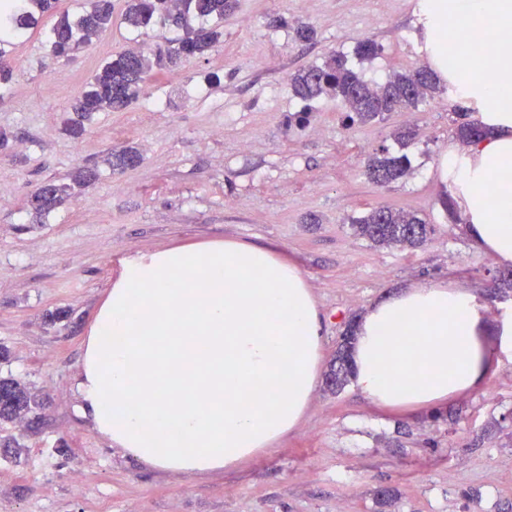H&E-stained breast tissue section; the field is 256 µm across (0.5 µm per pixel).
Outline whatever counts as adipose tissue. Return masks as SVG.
I'll use <instances>...</instances> for the list:
<instances>
[{
  "instance_id": "obj_1",
  "label": "adipose tissue",
  "mask_w": 512,
  "mask_h": 512,
  "mask_svg": "<svg viewBox=\"0 0 512 512\" xmlns=\"http://www.w3.org/2000/svg\"><path fill=\"white\" fill-rule=\"evenodd\" d=\"M483 28L481 51L448 24ZM423 49L445 81L489 103L486 134L440 168L464 230L512 266V0H423ZM322 321L301 270L265 246L214 240L124 259L84 341L79 410L112 447L169 473L234 468L302 420L318 385ZM512 350L463 284L425 282L372 306L352 350L372 405L434 410L482 388Z\"/></svg>"
}]
</instances>
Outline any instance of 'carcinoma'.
<instances>
[{"instance_id": "obj_1", "label": "carcinoma", "mask_w": 512, "mask_h": 512, "mask_svg": "<svg viewBox=\"0 0 512 512\" xmlns=\"http://www.w3.org/2000/svg\"><path fill=\"white\" fill-rule=\"evenodd\" d=\"M57 0H0V98L11 78L9 54L21 30L36 25L40 16L55 9ZM237 0H127L122 23L132 30L162 24L183 30V36L169 41L166 56H153L142 50H126L109 57L75 97L70 110L73 116L65 122V131L74 139L81 138L85 123L98 112H120L135 101L147 74L164 63L174 66L204 57L219 41V25L224 16L233 13ZM112 24V0H82L80 10L63 14L43 42L46 56L61 58L86 47ZM294 97L313 102L322 97L340 100L347 110L348 125L373 120L398 108L415 106L439 91L438 77L428 70L396 73L384 81L367 79L347 66L344 56L331 54L322 64L298 70L289 78ZM457 126V136L469 144L485 135L478 120L466 119ZM143 161L134 147L112 149L104 163L112 172L123 173ZM411 161L405 154L394 155L382 148L369 157L364 175L385 186L410 173ZM99 178L95 167H78L67 182H53V189H36L28 198L29 212L38 220L48 216L67 200ZM355 234L376 246H399L415 249L423 245L433 232V225L416 212L380 206L352 220ZM336 351L329 383L341 389L351 377V349L355 324ZM43 406L35 388L12 377H0V423H21L34 409ZM24 445L13 435L0 437V458L17 460Z\"/></svg>"}]
</instances>
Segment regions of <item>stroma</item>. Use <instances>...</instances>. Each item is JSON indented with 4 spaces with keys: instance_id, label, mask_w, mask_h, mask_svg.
<instances>
[{
    "instance_id": "35a3bbf8",
    "label": "stroma",
    "mask_w": 512,
    "mask_h": 512,
    "mask_svg": "<svg viewBox=\"0 0 512 512\" xmlns=\"http://www.w3.org/2000/svg\"><path fill=\"white\" fill-rule=\"evenodd\" d=\"M125 0H112V27L69 58H46L44 32L78 0L27 30L12 53L13 77L0 96V344L11 375L42 390L39 426L7 424L21 438L20 463L0 460V512H502L512 503V358L484 387L436 411L391 413L354 388L320 382L299 426L274 449L237 468L172 474L145 467L94 432L78 410L83 343L121 259L211 240L268 245L295 262L323 318L325 377L350 321L399 288L428 281L465 284L488 298L489 318L512 308L491 298L496 259L451 221L440 200L441 159L457 144L456 112L486 111L452 82L413 110L347 125L341 103L305 105L288 79L300 68L345 55L355 70L384 77L427 67L418 26L421 0H238L221 42L204 58L150 73L139 98L101 112L80 139L63 120L74 95L132 39L163 46L175 29L131 36ZM282 15L310 23L313 41L296 42ZM376 41L373 59L356 45ZM310 109L304 127L293 113ZM418 138L400 148L398 128ZM133 146L144 160L122 174L103 160ZM406 150L413 173L386 186L363 174L380 148ZM98 166L99 179L41 223L26 202L36 186ZM379 206L414 211L433 224L414 250L379 247L355 236L351 221ZM67 318L50 325L47 312ZM81 470L84 488L70 476ZM394 495L380 506L379 489Z\"/></svg>"
}]
</instances>
